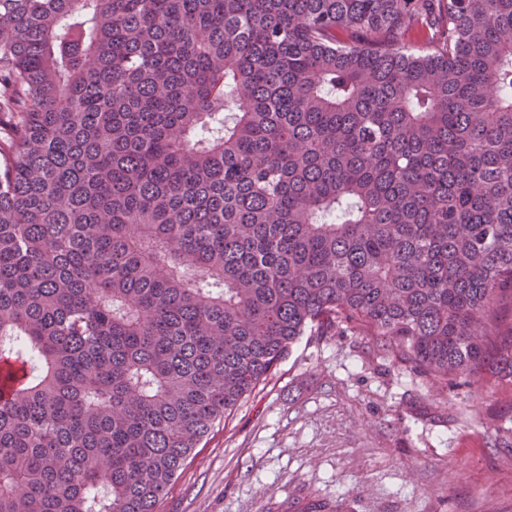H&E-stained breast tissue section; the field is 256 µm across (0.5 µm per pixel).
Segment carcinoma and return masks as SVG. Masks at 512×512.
Wrapping results in <instances>:
<instances>
[{
    "label": "carcinoma",
    "mask_w": 512,
    "mask_h": 512,
    "mask_svg": "<svg viewBox=\"0 0 512 512\" xmlns=\"http://www.w3.org/2000/svg\"><path fill=\"white\" fill-rule=\"evenodd\" d=\"M0 126V512H158L312 331L512 391V0H0Z\"/></svg>",
    "instance_id": "1"
}]
</instances>
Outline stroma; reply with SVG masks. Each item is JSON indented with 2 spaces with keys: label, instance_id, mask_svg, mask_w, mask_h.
<instances>
[{
  "label": "stroma",
  "instance_id": "obj_1",
  "mask_svg": "<svg viewBox=\"0 0 512 512\" xmlns=\"http://www.w3.org/2000/svg\"><path fill=\"white\" fill-rule=\"evenodd\" d=\"M512 395L376 359L342 329L302 336L195 448L159 512H512Z\"/></svg>",
  "mask_w": 512,
  "mask_h": 512
}]
</instances>
